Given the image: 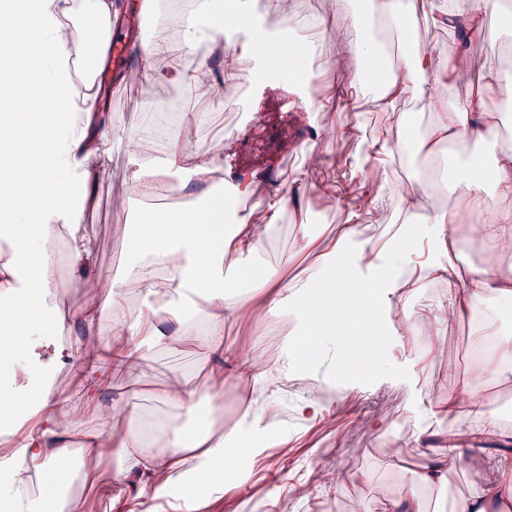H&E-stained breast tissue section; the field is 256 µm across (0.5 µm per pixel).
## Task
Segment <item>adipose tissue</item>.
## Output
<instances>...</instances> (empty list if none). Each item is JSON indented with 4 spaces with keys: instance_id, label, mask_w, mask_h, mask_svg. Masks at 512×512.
Listing matches in <instances>:
<instances>
[{
    "instance_id": "obj_1",
    "label": "adipose tissue",
    "mask_w": 512,
    "mask_h": 512,
    "mask_svg": "<svg viewBox=\"0 0 512 512\" xmlns=\"http://www.w3.org/2000/svg\"><path fill=\"white\" fill-rule=\"evenodd\" d=\"M379 31L404 33L412 51L387 66L380 94L387 105L404 96L420 99L432 120L409 142L404 118L386 130L383 144L412 159L420 155L442 167L453 145L485 143L503 115L492 104L512 98V82L488 68L472 82L475 60L487 58V17L512 0H372ZM222 0H0V512H85L86 484L111 476H135L146 496L141 512L166 501L172 512H199L204 498L223 493L224 483L246 481L247 461L271 445H287L276 384L294 379L303 365L336 369V321L357 323L373 303L377 340L404 350L412 371L417 355L442 360L441 328L483 308L512 304V150L492 166L461 161L454 169L447 204L425 208L436 182L428 176L394 186L391 207L400 224L377 244L365 212L348 210L333 237L302 231V248L315 258L302 273L281 278L258 268L282 213L301 209L295 186L263 195L256 213L224 221L216 202L223 184L224 139L195 147L197 112L177 113V132L167 133L163 154L146 155L150 135L136 124L115 122L113 102L132 81L152 90L187 84L196 97L231 104L241 83L279 68L270 50L265 15L288 19V0H266L264 16L238 7L239 23L225 35L218 16ZM313 27L327 29L338 48L353 49L357 66L342 81L364 88L366 66L379 54L372 36L357 37L344 6ZM433 26L447 32L450 46L422 34ZM124 32L136 49L135 71H113V35ZM93 55L94 67L82 66ZM467 87L459 96V87ZM123 145L135 169L138 197L163 183L175 184L196 205L164 214L139 211L116 225L115 237L129 244L131 259L117 276L90 279L91 233L83 212L98 183L112 176L114 145ZM484 245L480 265L463 260L458 228ZM68 259L74 282L92 280L93 291L77 307L58 300L56 272ZM443 281L447 300L429 317L408 301L426 280ZM288 319L296 325L274 357L254 347L224 344L227 326ZM84 326L81 375L98 382L101 350L112 366L136 370L150 354L189 345L212 360L205 381L172 375L143 378L139 393L161 406H175L186 425L168 419L135 424L130 400L98 407L88 422L84 407L70 402L62 371L39 358V347L60 344ZM251 386V397L232 424L224 422V374ZM512 383V337L499 338L493 353L475 362L462 389L441 396L436 414L465 423L458 444L434 448L426 429L411 435L426 462L389 498L387 512H423L417 491L442 488L448 474L467 469L482 477L479 489L459 497L453 512H512V434L503 433L485 409L488 382ZM112 472H104L106 457Z\"/></svg>"
}]
</instances>
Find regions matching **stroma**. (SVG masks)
<instances>
[{
	"instance_id": "stroma-1",
	"label": "stroma",
	"mask_w": 512,
	"mask_h": 512,
	"mask_svg": "<svg viewBox=\"0 0 512 512\" xmlns=\"http://www.w3.org/2000/svg\"><path fill=\"white\" fill-rule=\"evenodd\" d=\"M349 55L338 58L337 68L314 66L317 94L325 105L315 120H308L305 104L281 78L261 79L247 83L241 101L233 112L223 107L197 101L192 92H185L184 108L200 112L202 125L198 131V147H206L215 135L224 137V180H232L241 171L253 174L259 189L271 183H291L298 171L300 152L312 144V127H332L347 133L362 127L367 140L378 139L381 125L371 124L369 114H384L373 87H366L358 96H351L339 80L340 69L352 66ZM158 96L152 90L133 86L121 101L114 103L112 113L117 121L147 124L157 108ZM133 166L122 148L113 153L112 177L99 185L92 207L85 220L92 229L93 275L112 276L128 261L129 255L112 235L114 223L132 220L139 210L131 183ZM410 174L400 158L380 159L367 175L347 177L340 181V194L352 203L373 198H387L391 184ZM278 237L263 254L267 266L280 267L285 276L297 274L307 265V257L289 263L288 254L296 247V219L284 214ZM444 339L447 361L417 360V378L406 385L394 380L403 360L400 349L385 347L367 354L356 345L355 336H347L351 364L338 366L336 375H367L373 382L367 391L356 393L353 409L343 408L340 393L311 383L300 389L283 388L288 401L306 398L321 402L326 412L313 426L291 411H284L292 437L288 447L272 448L266 457L253 461L247 482H227L224 493L204 501L200 512H384L385 497L399 483L408 481L412 471L419 469L423 457L419 449L407 445L412 431L422 425L435 394L434 386L461 388L473 362L476 345L470 334L469 320L449 325ZM210 364L186 347L150 355L138 371H123L101 383L95 394L72 380L67 386L71 401L85 404L88 413L97 406L108 405L131 396L137 388L138 374L162 380L174 373H183L204 380ZM391 414L394 424L383 438L364 434L360 420ZM400 451L401 466H392L385 450ZM350 469L352 475L331 489L321 488L315 477L322 471ZM480 477L468 470H455L448 475V486L440 492H424L429 512H451L454 500L473 490Z\"/></svg>"
}]
</instances>
